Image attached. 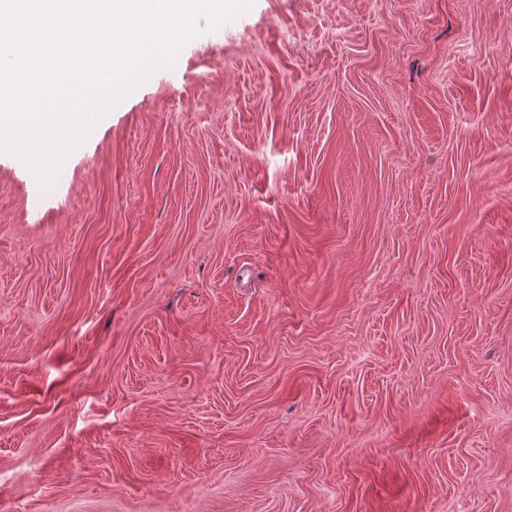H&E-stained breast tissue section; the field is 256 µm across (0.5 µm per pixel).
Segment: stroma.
<instances>
[{"mask_svg": "<svg viewBox=\"0 0 512 512\" xmlns=\"http://www.w3.org/2000/svg\"><path fill=\"white\" fill-rule=\"evenodd\" d=\"M19 505L512 512V0H255L0 154Z\"/></svg>", "mask_w": 512, "mask_h": 512, "instance_id": "35a3bbf8", "label": "stroma"}]
</instances>
